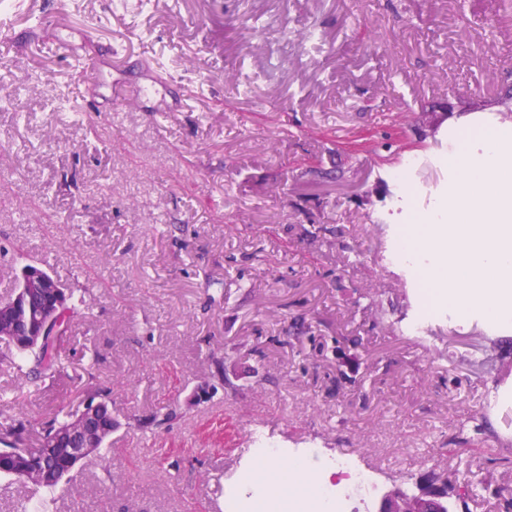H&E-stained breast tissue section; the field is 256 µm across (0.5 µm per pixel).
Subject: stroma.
Returning <instances> with one entry per match:
<instances>
[{"mask_svg": "<svg viewBox=\"0 0 512 512\" xmlns=\"http://www.w3.org/2000/svg\"><path fill=\"white\" fill-rule=\"evenodd\" d=\"M12 2L0 294L35 263L93 316L72 325L65 374L17 401V352L0 341V430L20 419L34 441L80 408L93 358L120 422L54 512H225L259 437L357 453L378 479L347 512L433 475L465 493L463 512H505L512 405L485 399L512 391V320L431 298L427 251L413 265L393 252L417 219L447 223L459 131L512 144L490 105L512 0ZM74 51L98 57L97 79ZM446 97L448 115L432 111ZM204 380L209 400L190 404ZM171 407L177 419L137 429Z\"/></svg>", "mask_w": 512, "mask_h": 512, "instance_id": "obj_1", "label": "stroma"}]
</instances>
